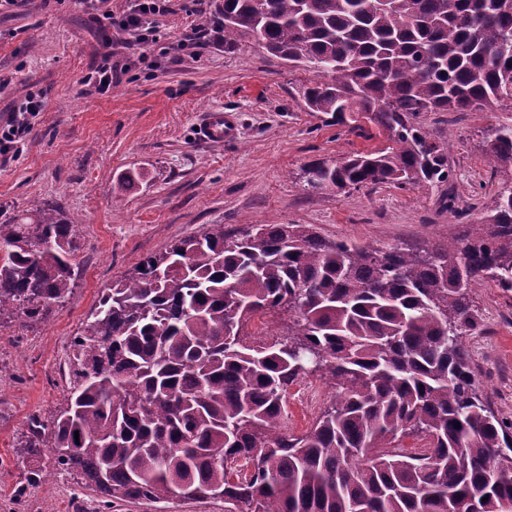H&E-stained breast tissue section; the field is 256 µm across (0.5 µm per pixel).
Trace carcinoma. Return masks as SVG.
Wrapping results in <instances>:
<instances>
[{
    "label": "carcinoma",
    "instance_id": "1",
    "mask_svg": "<svg viewBox=\"0 0 512 512\" xmlns=\"http://www.w3.org/2000/svg\"><path fill=\"white\" fill-rule=\"evenodd\" d=\"M224 45L253 36L314 68L306 106L360 116L388 145L311 161L308 188L416 186L448 177L418 124L428 111L512 104V0H220ZM512 167V123L488 132ZM74 222L37 208L0 222V315L43 320L71 293ZM512 291V184L462 239L431 249L357 246L308 224H210L112 282L71 343L70 393L50 434L97 510L116 502L222 499L226 512H512V423L478 395L459 338L479 330L468 291ZM288 312L257 342L256 317ZM334 393L288 432V387L309 373ZM460 427H455V424ZM424 440L406 454L405 436ZM244 463L247 477L229 473ZM488 500H483V497Z\"/></svg>",
    "mask_w": 512,
    "mask_h": 512
}]
</instances>
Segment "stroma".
Listing matches in <instances>:
<instances>
[{"instance_id":"stroma-1","label":"stroma","mask_w":512,"mask_h":512,"mask_svg":"<svg viewBox=\"0 0 512 512\" xmlns=\"http://www.w3.org/2000/svg\"><path fill=\"white\" fill-rule=\"evenodd\" d=\"M213 10L214 0H170L161 38L104 95L84 82L101 46L74 0H27L20 16H0V108L31 88L45 99L21 152L0 159V214L57 209L76 222L81 244L64 304L38 322L17 313L0 318V512H92L95 492L51 454L29 456L25 442L32 417L47 421L62 410L71 341L104 288L146 254L209 224H310L331 240L431 248L483 221L497 190L512 183V168L494 160L486 141L488 129L512 112L493 104L421 114L420 124L448 153V180L308 189L305 164L385 147L384 136L308 110L299 91L318 73L270 55L257 40L228 48L214 32L202 47L186 46ZM220 106L238 113L240 135L211 146L197 138V127L205 109ZM125 173L135 185L113 202ZM469 298L482 332L460 342L479 395L512 422V292L482 283ZM332 392L316 373L291 385L289 432L306 431ZM34 472L48 483L31 484ZM111 512H224V502H124Z\"/></svg>"}]
</instances>
